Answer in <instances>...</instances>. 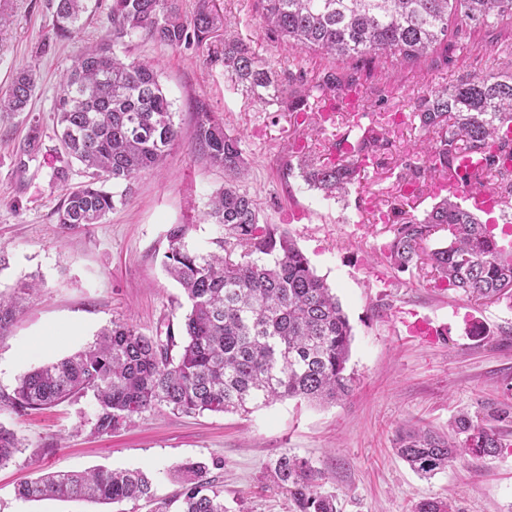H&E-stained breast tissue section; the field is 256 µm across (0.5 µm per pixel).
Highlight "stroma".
<instances>
[{
  "mask_svg": "<svg viewBox=\"0 0 512 512\" xmlns=\"http://www.w3.org/2000/svg\"><path fill=\"white\" fill-rule=\"evenodd\" d=\"M228 19L208 44L174 50L136 37L124 45L130 56L155 61L172 103L181 139L160 164L138 179L126 205L102 223L61 229L60 191L51 174L60 164L54 104L59 73L86 46L112 37L106 8L49 52L40 47L52 17L49 0H0L9 18L0 26V87L14 68L38 74L31 111L0 116V293L35 276L40 295L0 335V394L12 393L19 377L64 358L93 340L111 322L134 324L147 335L180 325L189 303L162 266L166 234L188 227L190 247L210 250L222 230L205 220L207 198L223 188L224 172L194 146L195 104L202 101L239 135L249 174L240 187L260 206L261 224L285 231L316 275L339 299L352 327L347 364L355 377L350 394L331 404L287 399L247 415H183L166 408L143 413L109 435L90 431L97 412L93 395L51 409L19 414L0 404V425L24 446L0 466V512H154L137 501L106 505L87 501L24 500L16 485L42 471L96 467L139 469L149 474L159 497L179 512L181 490L173 471L189 460L211 464L208 477L224 498L226 512H290L287 493L266 479L268 465L283 453L309 458L323 474V491L337 496L342 512H412L425 498H450L460 512H512V433L496 456L449 463L432 478L414 473L397 455L394 439L405 426L422 422L439 432L460 411L477 415L491 403H512V301L489 303L467 297L445 281L422 280L417 272L393 269L383 251L391 226L376 220L388 210L396 174L375 164L346 199H328L301 180L284 181L288 155L323 158L345 120L322 130L300 120L288 104L255 103L230 75L221 56L225 34L237 35L281 70L305 71L314 80L333 71L354 81L377 116L402 113L392 132L414 146L422 132L413 112L428 91L498 73L512 51V22L479 27L449 39L418 61L380 57L351 65L317 52L296 54L266 31L255 0H181L185 14L200 3ZM42 144L25 170L15 148L32 121ZM27 359H19L22 349Z\"/></svg>",
  "mask_w": 512,
  "mask_h": 512,
  "instance_id": "stroma-1",
  "label": "stroma"
}]
</instances>
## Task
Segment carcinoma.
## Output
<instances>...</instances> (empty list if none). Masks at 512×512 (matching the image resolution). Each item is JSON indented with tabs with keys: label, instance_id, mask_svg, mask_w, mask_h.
Returning <instances> with one entry per match:
<instances>
[{
	"label": "carcinoma",
	"instance_id": "cac0c4a2",
	"mask_svg": "<svg viewBox=\"0 0 512 512\" xmlns=\"http://www.w3.org/2000/svg\"><path fill=\"white\" fill-rule=\"evenodd\" d=\"M91 0H53L50 42L68 37L92 15ZM268 32L297 53L319 51L333 59L372 60L390 55L402 62L425 56L448 39L449 22L472 28L512 20V0H257ZM112 43L87 47L63 70L54 118L65 165L51 182L62 199L57 223L71 230L101 223L135 193L139 177L153 169L181 136L157 65L128 59L115 45L146 35L171 49L201 46L223 25L202 6L183 14L180 0H111ZM508 73H482L420 98L413 117L426 135L420 151L400 153L383 128L372 127L334 143L329 160L287 159L283 177L299 178L329 197L344 198L360 175L356 162L372 157L409 177L413 190L428 178L456 177L461 186L484 191L512 207V58ZM224 71L256 101L271 104L284 92L270 62L235 37L224 38ZM38 76L16 69L0 92V112L30 111ZM300 88L294 107L315 91H337L334 72L311 84L303 72L288 73ZM39 122L15 151L26 167L39 146ZM192 139L209 162L224 169V187L209 198L206 219L224 230L217 250L198 251L186 243L187 227L167 231L165 271L190 303L179 334H142L126 322L103 328L76 353L25 373L13 394L0 401L17 412L39 411L76 395L92 393L97 435L132 422L142 413L166 407L184 415L248 414L283 399L335 402L347 396L354 376L347 372L352 327L336 296L317 276L294 241L271 225L259 226L256 201L240 189L247 173L240 138L204 104H197ZM81 166L83 181H70V162ZM112 184V190L104 189ZM392 238L387 258L400 272L430 267V273L466 296L490 302L512 297V253L475 213L446 196L423 217L392 207ZM448 239L431 245L433 236ZM41 284L21 280L9 297L0 294V335L9 329L21 302ZM512 423V405L491 404L482 418H454L450 437L427 426L398 432L397 454L423 478L466 456L493 457L502 447V426ZM22 451L17 433L0 425V466ZM184 484L181 512H224V499L211 489L204 462L177 469ZM274 482L288 492L292 512H339L337 497L320 490L322 473L312 462L284 453L271 468ZM27 500L75 499L104 504L154 501L152 479L140 470L95 468L83 473L48 472L20 485ZM414 512H458L449 500L427 498Z\"/></svg>",
	"mask_w": 512,
	"mask_h": 512
}]
</instances>
